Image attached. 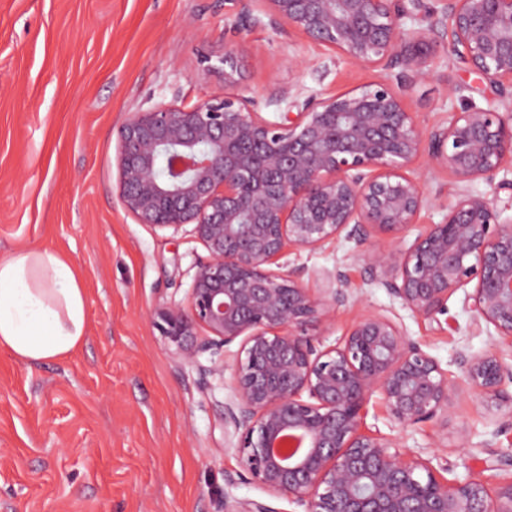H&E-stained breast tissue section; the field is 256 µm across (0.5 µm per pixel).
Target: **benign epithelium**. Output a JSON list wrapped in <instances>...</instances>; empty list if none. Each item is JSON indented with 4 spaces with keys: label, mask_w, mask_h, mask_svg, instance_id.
<instances>
[{
    "label": "benign epithelium",
    "mask_w": 512,
    "mask_h": 512,
    "mask_svg": "<svg viewBox=\"0 0 512 512\" xmlns=\"http://www.w3.org/2000/svg\"><path fill=\"white\" fill-rule=\"evenodd\" d=\"M244 2L245 13L254 7L381 76L325 100L274 87L261 104L285 112L269 121L241 87L238 62L251 47L239 39L222 59L224 96L131 114L120 129L122 204L156 230L193 225L207 251L187 306L158 307L153 323L183 362L211 352L212 377H224L222 350L240 341L224 426L240 434V462L267 494L303 512H512V476L494 487L475 473L448 481L431 460L406 459L392 438L361 430L375 394L401 427L448 415L458 386L426 341L373 313L318 347L338 308L360 297L338 271L312 273L323 287L310 288L303 269L271 268L291 247L352 241L374 279L440 331L448 301L471 288L465 307L499 341L459 355L464 382L512 408V216L468 189L482 180L512 190L497 180L512 172V0H446L439 12L426 0ZM407 17L427 26L408 28ZM440 55L479 75L487 105L429 127L404 91L433 77ZM421 157L448 175V204L415 175ZM435 206L444 220L405 244ZM286 438L295 447L282 456L273 448ZM224 512L275 509L248 500Z\"/></svg>",
    "instance_id": "1"
}]
</instances>
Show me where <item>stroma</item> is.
<instances>
[{
    "instance_id": "35a3bbf8",
    "label": "stroma",
    "mask_w": 512,
    "mask_h": 512,
    "mask_svg": "<svg viewBox=\"0 0 512 512\" xmlns=\"http://www.w3.org/2000/svg\"><path fill=\"white\" fill-rule=\"evenodd\" d=\"M241 10L240 0H0V256L23 247L61 254L86 300V335L70 353L35 363L0 348V512H224L234 500L295 512L243 474L239 436L223 423L235 354L223 378L204 376L209 354L182 362L152 323L156 307L186 304L205 248L191 226L172 234L137 223L118 193L119 132L132 112L223 95L225 29L239 26L251 46L240 71L259 101L276 86L324 99L376 79L330 62L287 24L257 23ZM450 85L464 86L463 96L448 95ZM406 100L429 125L486 103L476 75L445 60ZM282 262L340 270L362 291L361 302L338 309L323 345L359 315L384 313L426 340L459 383V353L498 339L474 325L460 292L448 302V331L414 317L374 280L353 242L293 250ZM364 421L404 456L447 459L451 477L512 472L503 460L512 453V408L469 390L447 417L406 428L375 396Z\"/></svg>"
}]
</instances>
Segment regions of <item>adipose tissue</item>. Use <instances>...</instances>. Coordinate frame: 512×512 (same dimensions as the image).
<instances>
[{"mask_svg": "<svg viewBox=\"0 0 512 512\" xmlns=\"http://www.w3.org/2000/svg\"><path fill=\"white\" fill-rule=\"evenodd\" d=\"M86 304L73 264L49 249L20 248L0 258V347L46 361L78 346Z\"/></svg>", "mask_w": 512, "mask_h": 512, "instance_id": "1", "label": "adipose tissue"}]
</instances>
